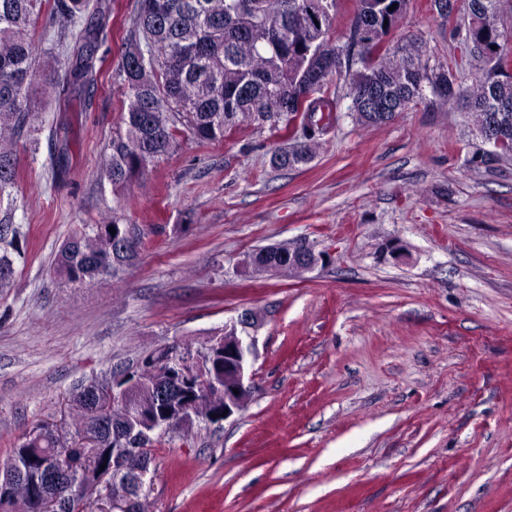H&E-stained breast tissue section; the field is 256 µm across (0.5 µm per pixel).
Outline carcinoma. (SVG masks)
<instances>
[{
    "label": "carcinoma",
    "instance_id": "1",
    "mask_svg": "<svg viewBox=\"0 0 512 512\" xmlns=\"http://www.w3.org/2000/svg\"><path fill=\"white\" fill-rule=\"evenodd\" d=\"M311 0H137L129 35L124 39L121 62L113 75L125 100L119 130L112 138L103 176L112 190L124 188L146 167L166 154L185 136L198 143L219 142L244 121L272 118L289 133L290 113L283 100L311 68L312 54L326 49L335 21L336 0L322 26L309 22ZM70 29L82 22L89 0H0V198L9 194L16 180L17 142L29 132L39 100L68 99L90 82L94 54L102 28L92 21L75 35L76 61L70 78L50 75L36 81L38 72L34 33L44 6ZM474 52L467 66L477 70L472 84L460 95H441L435 104L445 109L464 105L475 133L492 116L512 133V64L493 58L491 46L505 52L502 39L512 36V0H463ZM407 0H355L353 16L344 36L345 54L338 61L347 82L349 110L364 126H378L394 119L374 120L359 104V90L371 84L397 100L423 98L443 68L424 60L425 44L406 37L394 44L389 37L404 19ZM317 96L304 104L303 118L312 129L301 131L289 148L272 153L278 168L309 163L323 146L322 137L339 120L341 97L322 84ZM512 161L507 153L491 154L471 168L491 170ZM114 228L115 233L108 232ZM26 235L11 224H0V267L14 268L23 255ZM141 238L117 211L97 224H84L62 245L53 274L64 284L87 287L119 276L139 256ZM292 244L273 246L261 259L260 269L273 275L299 277L302 268L288 262ZM211 382L199 389V402L189 406L198 416L224 396L220 389L224 366L210 373ZM74 435L60 433L50 424L35 426L22 437L11 456L0 463V475L16 476L15 495L0 496V512H34L29 486L40 469L56 468L73 481L87 484L81 492L48 500L40 512H85L88 499L105 489L110 495L136 494L140 487L134 469L149 466L151 447L140 449L129 472L114 481L112 449L118 436L135 434L144 416L156 411L155 393L148 386L130 388L125 398L108 407H94L79 386L71 392Z\"/></svg>",
    "mask_w": 512,
    "mask_h": 512
}]
</instances>
